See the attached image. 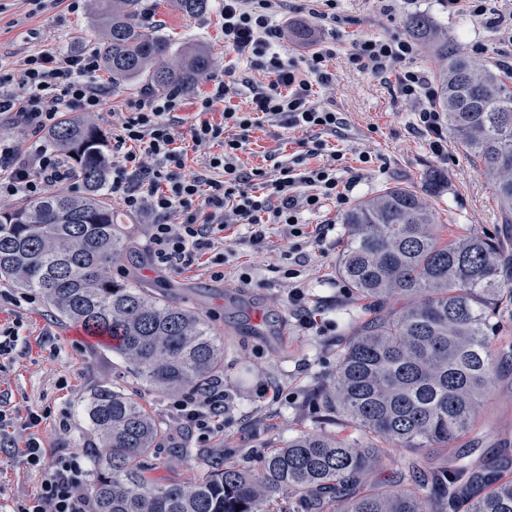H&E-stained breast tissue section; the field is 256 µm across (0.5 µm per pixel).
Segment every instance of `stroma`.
<instances>
[{"instance_id":"1","label":"stroma","mask_w":512,"mask_h":512,"mask_svg":"<svg viewBox=\"0 0 512 512\" xmlns=\"http://www.w3.org/2000/svg\"><path fill=\"white\" fill-rule=\"evenodd\" d=\"M154 13L148 30L166 36L170 58L185 49L205 50L213 60V72L227 73L245 87L267 85V75L236 55L225 52L220 0L210 9L189 17L175 8L173 0H143ZM300 0H288L279 16L281 26L305 29L306 40L289 36L286 53L298 57L316 46L335 43L336 55L329 68L333 83L321 87L318 102H335L345 126L338 140L348 157L369 151L376 158L371 172L355 187L361 200L395 184L423 186L430 170L441 171L447 183L432 202L441 214L438 233L453 239L467 233L492 236L505 247L508 270L504 280L512 288V227L501 224L486 175L477 169L455 142H448L444 158H436L426 136L415 133L416 116L406 105L394 82L367 77L351 66L346 52L361 35H405L404 16L380 14L374 0H338L340 13L350 25L339 37L312 23L300 12ZM418 11L433 15L447 25L448 34L461 46L483 44L485 57L494 64L512 58V46L500 44L494 31L463 18L448 15L437 0H419ZM97 25L91 8L70 10L66 0H52L44 11H33L27 0H0V55L27 52L52 45L77 50L96 43ZM100 82L112 93L101 111L91 118L106 138H113V112L124 111L127 102L143 98L142 84L113 86L108 75ZM296 152L287 129L265 126L253 132L241 153L245 168L266 166L271 151ZM112 209L118 223L126 225L136 246V258L113 266L112 275L160 294L176 306L205 316L224 339V387L233 407L224 416L222 432L207 441L191 435L179 442L164 441L151 460L155 478L189 484L199 479L202 454L221 449L230 464L251 465L266 447L281 444L304 433L348 434V427L321 415L317 394L339 364V349L350 335L351 292L338 274V259L347 229L336 224L323 247L310 248L301 274L307 289V305L317 321L318 332L300 329L288 309L287 283L277 273L288 242L271 233L263 246H254L246 226L230 227L223 246L206 254L201 264L176 273L156 267L148 251L149 213L131 214L120 199ZM248 273V282L239 274ZM21 290H8L0 282V329H19L15 350L0 358V399L7 401L16 417L36 412L42 417L38 435L45 464H52L60 449L78 446L87 435L84 406L99 386H114L152 408L166 421L171 396L162 395L136 380L128 366L113 354L106 342L87 335L76 323L56 320L41 294L32 302L21 299ZM487 409L464 441L483 462L512 448V373L487 388ZM68 419L70 430L59 422ZM43 475L26 469L18 460L0 454V512H14L18 501L38 491Z\"/></svg>"}]
</instances>
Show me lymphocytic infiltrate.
<instances>
[{
	"label": "lymphocytic infiltrate",
	"mask_w": 512,
	"mask_h": 512,
	"mask_svg": "<svg viewBox=\"0 0 512 512\" xmlns=\"http://www.w3.org/2000/svg\"><path fill=\"white\" fill-rule=\"evenodd\" d=\"M285 0H224V46L269 77L266 87L253 90L247 111L231 107L239 94L235 79L212 77L211 89L198 101L201 115L191 127L193 146L219 145L204 170L185 174L186 149L177 131L181 123L180 93L154 94L128 104L118 115L112 142V178L109 189L128 212H152L159 222L149 224L148 246L153 263L178 271L192 267L214 250L221 232L233 224L246 225L254 245L264 243L270 230L287 236L281 272L288 282V308L300 327L313 330L315 318L305 305V286L299 267L307 247L323 245L330 226L304 222V213L327 208L343 211L363 177L362 167L373 166L370 153L359 155V167L349 166L344 152L330 146L342 124L331 105L317 104L314 83L328 84L334 57L324 46L301 61H284L278 51L288 38L279 25ZM451 15L469 18L512 43V0H439ZM417 44L409 38L365 36L355 40L350 64L376 79L394 80L401 97L414 104L415 129L427 135L433 154L444 152L445 128L433 104L435 86L427 72L414 66ZM101 68L94 47L64 52L40 49L18 59L0 57V116L22 125L31 144L21 148L0 138V199H33L66 178L60 155L43 142L61 112L99 111L106 91L96 80ZM221 111L223 121L211 123L207 115ZM276 123L298 137L300 154L272 166L244 170L240 155L252 130ZM318 165H311V158ZM230 408L222 380L204 391H188L172 404L170 417L177 429L208 434L224 428ZM40 417L29 413L23 427L24 442H16L14 418L0 410V453L18 459L28 470H44L37 495L19 501L16 512H97L86 491L88 453L69 448L51 469L43 467V450L36 427Z\"/></svg>",
	"instance_id": "obj_1"
}]
</instances>
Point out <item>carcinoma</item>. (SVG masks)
I'll return each instance as SVG.
<instances>
[{
    "label": "carcinoma",
    "mask_w": 512,
    "mask_h": 512,
    "mask_svg": "<svg viewBox=\"0 0 512 512\" xmlns=\"http://www.w3.org/2000/svg\"><path fill=\"white\" fill-rule=\"evenodd\" d=\"M187 16L209 0H175ZM97 53L117 87L143 81L188 92L205 80L210 58L199 51L173 64L168 40L140 23L141 0H95ZM409 35L442 62L435 104L465 155L483 166L501 215L512 224V73L482 65L427 12L408 16ZM47 141L80 190L61 186L0 211V281L43 294L56 318L111 338L112 353L159 393H182L224 373V340L202 315L168 304L110 266L131 249L106 190L110 158L101 130L67 114ZM438 170L426 187L397 184L360 200L347 228L338 273L367 313L355 318L336 375L323 390L325 410L357 435H297L265 452L256 471L211 456L192 484H163L145 460L163 428L144 404L119 389L91 391L89 433L81 447L95 460L98 512H512V465L503 456L479 466L460 449L452 466L420 468L416 457L467 435L484 411L487 386L512 365L495 338L512 306L496 239L468 234L443 241L427 197L441 191ZM396 300L400 306L388 308ZM411 456L384 486L369 478L384 448Z\"/></svg>",
    "instance_id": "carcinoma-1"
}]
</instances>
